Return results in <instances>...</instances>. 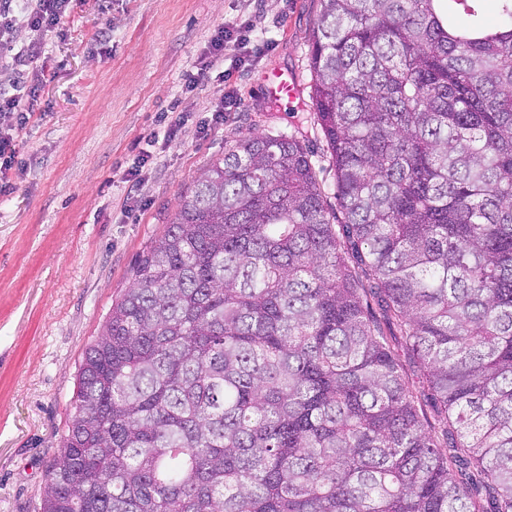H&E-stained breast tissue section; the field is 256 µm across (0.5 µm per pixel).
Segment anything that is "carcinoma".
<instances>
[{"instance_id": "1", "label": "carcinoma", "mask_w": 512, "mask_h": 512, "mask_svg": "<svg viewBox=\"0 0 512 512\" xmlns=\"http://www.w3.org/2000/svg\"><path fill=\"white\" fill-rule=\"evenodd\" d=\"M79 368L42 512H512V0H320ZM420 368L410 380L405 361Z\"/></svg>"}]
</instances>
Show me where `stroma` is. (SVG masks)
<instances>
[{
  "mask_svg": "<svg viewBox=\"0 0 512 512\" xmlns=\"http://www.w3.org/2000/svg\"><path fill=\"white\" fill-rule=\"evenodd\" d=\"M320 0H72L63 33L32 67L41 104L15 139L13 193L0 195V512H40L63 451L78 370L142 252L224 148L254 135L303 137L326 194L334 172L308 66ZM248 23L270 49L222 70L201 62L218 26ZM110 27L109 42L95 33ZM291 73L302 100L273 103L264 77ZM199 74L186 87L185 72ZM222 122L200 132L212 101ZM175 138H166L171 122ZM137 172L138 184L127 180Z\"/></svg>",
  "mask_w": 512,
  "mask_h": 512,
  "instance_id": "1",
  "label": "stroma"
}]
</instances>
